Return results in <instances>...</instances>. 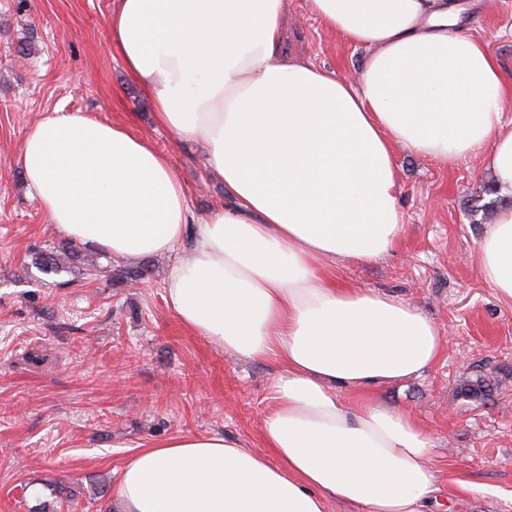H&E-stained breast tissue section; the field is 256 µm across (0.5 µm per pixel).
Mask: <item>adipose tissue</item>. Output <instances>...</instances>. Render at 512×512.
I'll use <instances>...</instances> for the list:
<instances>
[{
	"instance_id": "adipose-tissue-1",
	"label": "adipose tissue",
	"mask_w": 512,
	"mask_h": 512,
	"mask_svg": "<svg viewBox=\"0 0 512 512\" xmlns=\"http://www.w3.org/2000/svg\"><path fill=\"white\" fill-rule=\"evenodd\" d=\"M323 27L369 48L342 78L278 53L284 0H113L108 48L157 123L205 148L229 202L195 222L183 179L143 136L61 108L19 163L61 237L115 260L177 254L178 320L249 361L272 360L254 452L222 435L136 451L121 512H423L437 497L431 434L374 390L427 372L443 339L419 308L337 284V263L385 257L404 233L395 146L444 165L480 155L512 193V82L461 23V0H308ZM476 264L512 302V206Z\"/></svg>"
}]
</instances>
